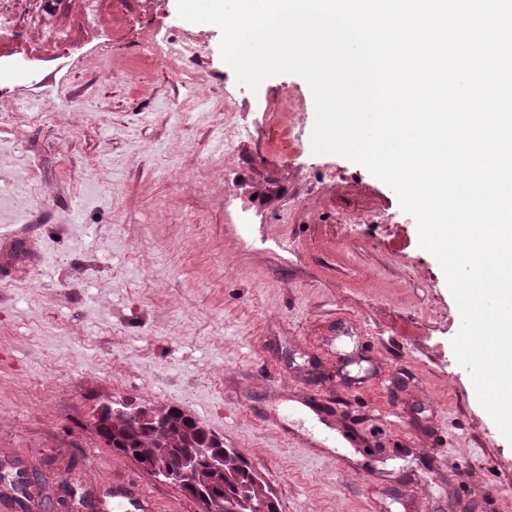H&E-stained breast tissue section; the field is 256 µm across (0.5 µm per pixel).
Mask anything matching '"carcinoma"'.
<instances>
[{
    "label": "carcinoma",
    "mask_w": 512,
    "mask_h": 512,
    "mask_svg": "<svg viewBox=\"0 0 512 512\" xmlns=\"http://www.w3.org/2000/svg\"><path fill=\"white\" fill-rule=\"evenodd\" d=\"M121 439L125 454L136 457L139 452L151 449L176 456L190 448L209 447V433L193 417L172 407L162 406L155 410L151 421H141L134 417H118L112 421V429ZM251 468L247 461L234 449H224V496L234 512H251L252 505L258 503L261 480L248 475ZM0 482L11 487L17 494L20 506L27 499V481L14 468L7 466L0 470Z\"/></svg>",
    "instance_id": "cac0c4a2"
}]
</instances>
